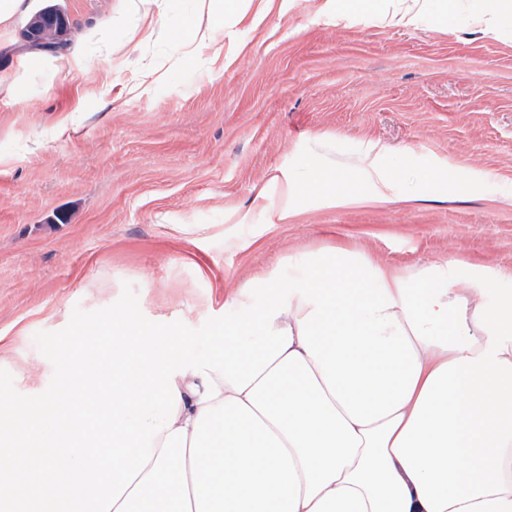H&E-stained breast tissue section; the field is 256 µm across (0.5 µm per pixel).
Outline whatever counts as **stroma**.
Listing matches in <instances>:
<instances>
[{
    "mask_svg": "<svg viewBox=\"0 0 512 512\" xmlns=\"http://www.w3.org/2000/svg\"><path fill=\"white\" fill-rule=\"evenodd\" d=\"M71 35L101 24L79 66L23 57L25 20L0 27V391L55 386L57 338L113 313L206 352L231 296L327 247L403 271L466 265L512 289V20L471 26L480 0H383L336 19L319 0H274L258 24L224 20V53L188 58L166 27L145 36L144 0L106 27L115 0H57ZM418 11L415 26L389 17ZM163 80L137 92L142 70ZM38 88L26 102L13 81ZM387 164L406 206L326 208L263 223L270 169L359 177ZM438 171L427 186L418 179ZM250 214L247 224L238 223ZM243 249L229 247V240Z\"/></svg>",
    "mask_w": 512,
    "mask_h": 512,
    "instance_id": "stroma-1",
    "label": "stroma"
}]
</instances>
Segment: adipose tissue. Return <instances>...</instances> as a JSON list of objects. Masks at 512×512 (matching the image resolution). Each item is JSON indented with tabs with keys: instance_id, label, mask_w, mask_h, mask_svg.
I'll return each mask as SVG.
<instances>
[{
	"instance_id": "adipose-tissue-1",
	"label": "adipose tissue",
	"mask_w": 512,
	"mask_h": 512,
	"mask_svg": "<svg viewBox=\"0 0 512 512\" xmlns=\"http://www.w3.org/2000/svg\"><path fill=\"white\" fill-rule=\"evenodd\" d=\"M169 31L222 52L224 17ZM364 193L321 168L273 169L264 223L395 202L372 163ZM247 293L194 355L174 330L112 315L58 348L66 396L0 399V512H512V290L451 287L448 268L398 271L334 248ZM24 437L20 454L4 447Z\"/></svg>"
}]
</instances>
